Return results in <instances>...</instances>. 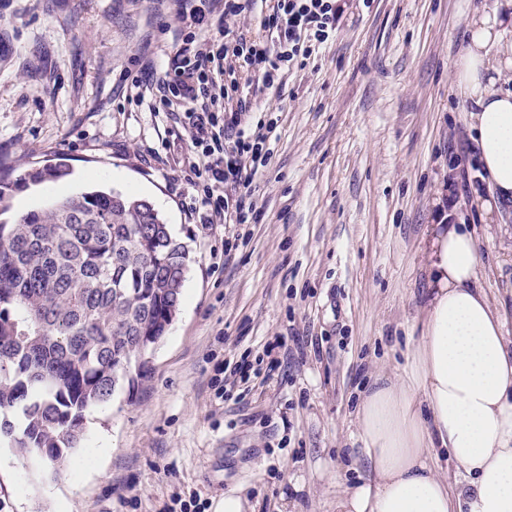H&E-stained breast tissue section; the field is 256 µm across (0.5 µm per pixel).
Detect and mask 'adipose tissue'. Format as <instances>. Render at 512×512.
Here are the masks:
<instances>
[{
	"label": "adipose tissue",
	"mask_w": 512,
	"mask_h": 512,
	"mask_svg": "<svg viewBox=\"0 0 512 512\" xmlns=\"http://www.w3.org/2000/svg\"><path fill=\"white\" fill-rule=\"evenodd\" d=\"M512 0L475 11L455 79L475 110V162L493 214L512 203ZM429 309L413 370L375 386L358 414L370 480L338 501V512H512V349L487 296L467 224H438L430 252ZM447 449L464 482L452 488L433 467Z\"/></svg>",
	"instance_id": "obj_1"
}]
</instances>
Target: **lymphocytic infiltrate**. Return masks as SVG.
<instances>
[{
	"instance_id": "lymphocytic-infiltrate-1",
	"label": "lymphocytic infiltrate",
	"mask_w": 512,
	"mask_h": 512,
	"mask_svg": "<svg viewBox=\"0 0 512 512\" xmlns=\"http://www.w3.org/2000/svg\"><path fill=\"white\" fill-rule=\"evenodd\" d=\"M343 0H180L192 29L156 79V112L183 111L194 153L183 159L192 193L185 209L203 224H246L258 216L251 177L271 158V128L252 121L250 84L218 82L246 68L263 88L282 85L298 58L339 29ZM259 12L262 38L230 30L228 18Z\"/></svg>"
}]
</instances>
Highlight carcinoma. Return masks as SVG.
<instances>
[{
    "mask_svg": "<svg viewBox=\"0 0 512 512\" xmlns=\"http://www.w3.org/2000/svg\"><path fill=\"white\" fill-rule=\"evenodd\" d=\"M68 172L59 161L19 181ZM190 262L155 206L120 191L82 190L0 221V446L58 475L87 413L147 378Z\"/></svg>",
    "mask_w": 512,
    "mask_h": 512,
    "instance_id": "1",
    "label": "carcinoma"
}]
</instances>
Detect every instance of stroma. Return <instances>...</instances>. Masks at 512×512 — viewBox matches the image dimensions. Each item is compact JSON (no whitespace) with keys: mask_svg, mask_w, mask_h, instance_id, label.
Here are the masks:
<instances>
[{"mask_svg":"<svg viewBox=\"0 0 512 512\" xmlns=\"http://www.w3.org/2000/svg\"><path fill=\"white\" fill-rule=\"evenodd\" d=\"M490 2L350 0L305 67L257 97L276 129L256 222L195 224L188 130L121 82L168 69L177 0H0V179L72 169L14 190L0 218L115 188L149 200L194 258L148 378L91 414L60 477L0 448V512H219L228 495L246 512H336L369 476L356 412L377 378L409 371L429 230L451 211L512 342V207L488 219L478 195L448 199V151L471 144L454 63L467 10ZM69 165L60 160L53 164H45L42 167H33L20 175V183H40L47 179L61 178L68 175Z\"/></svg>","mask_w":512,"mask_h":512,"instance_id":"stroma-1","label":"stroma"}]
</instances>
